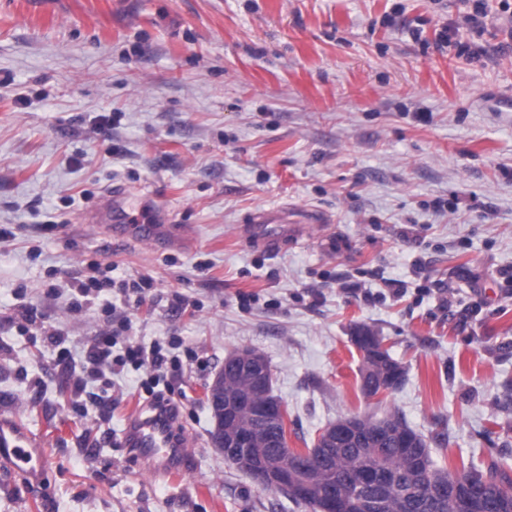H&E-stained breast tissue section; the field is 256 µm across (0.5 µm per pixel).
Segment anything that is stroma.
<instances>
[{
    "mask_svg": "<svg viewBox=\"0 0 512 512\" xmlns=\"http://www.w3.org/2000/svg\"><path fill=\"white\" fill-rule=\"evenodd\" d=\"M464 14L0 0V415L49 450L40 487L0 470V512H303L211 443L205 388L246 347L271 366L291 448L396 411L438 465L512 466V28L466 59L439 45L447 24L469 39ZM260 210L292 221L278 249L250 235ZM94 264L153 281L125 337L179 343L187 475L154 478L124 446L146 370L75 389L82 351L112 330L69 306ZM360 325L406 369L390 394L361 393Z\"/></svg>",
    "mask_w": 512,
    "mask_h": 512,
    "instance_id": "35a3bbf8",
    "label": "stroma"
}]
</instances>
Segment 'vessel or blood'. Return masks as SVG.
I'll list each match as a JSON object with an SVG mask.
<instances>
[{
    "mask_svg": "<svg viewBox=\"0 0 512 512\" xmlns=\"http://www.w3.org/2000/svg\"><path fill=\"white\" fill-rule=\"evenodd\" d=\"M252 221V236L257 244L272 249L280 243V236L266 234L263 227L286 223L285 213L264 211L255 214ZM124 440L132 455L148 471L175 475L186 469L187 443L176 436L174 418L169 412L156 410L129 417ZM0 462L35 485L45 475L48 453L39 438L19 421L0 416Z\"/></svg>",
    "mask_w": 512,
    "mask_h": 512,
    "instance_id": "vessel-or-blood-1",
    "label": "vessel or blood"
}]
</instances>
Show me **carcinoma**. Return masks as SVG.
Wrapping results in <instances>:
<instances>
[{
    "label": "carcinoma",
    "mask_w": 512,
    "mask_h": 512,
    "mask_svg": "<svg viewBox=\"0 0 512 512\" xmlns=\"http://www.w3.org/2000/svg\"><path fill=\"white\" fill-rule=\"evenodd\" d=\"M361 330L362 394L370 398L382 385L390 392L397 390L405 369L390 354L376 351L383 337L365 326ZM252 393L249 377L242 375L227 389L233 398ZM238 424L253 436L252 458L275 454L293 477L286 489L273 482L265 489L286 496L307 512H322L332 500L336 512H362L366 500L379 501L381 512H512V476L506 470L496 463L483 470L463 462L453 472L437 465L423 436L396 412L378 420L359 414L341 416L328 426L331 436L321 434L312 447L300 451L288 448L284 421L278 448L270 447V433L256 430L250 413H241ZM369 463L386 475L379 486L359 482Z\"/></svg>",
    "instance_id": "1"
}]
</instances>
